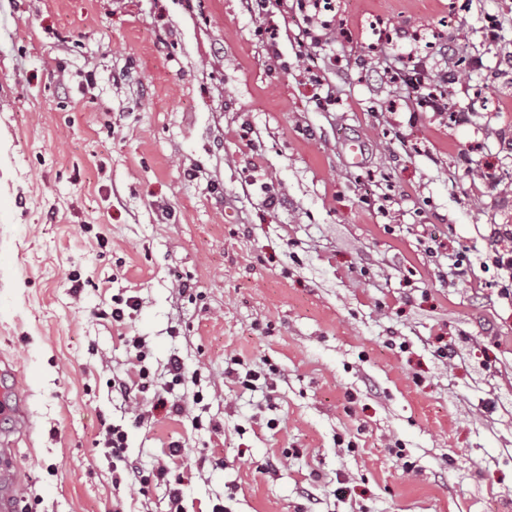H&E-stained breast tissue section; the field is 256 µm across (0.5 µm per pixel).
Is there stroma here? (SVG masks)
Instances as JSON below:
<instances>
[{
	"instance_id": "1",
	"label": "stroma",
	"mask_w": 512,
	"mask_h": 512,
	"mask_svg": "<svg viewBox=\"0 0 512 512\" xmlns=\"http://www.w3.org/2000/svg\"><path fill=\"white\" fill-rule=\"evenodd\" d=\"M331 17L316 48L295 0L260 17L0 0V391L30 421L0 414L17 512H170L176 486L183 512H512V294L487 258L491 225H512V0H336ZM419 66L452 72L469 124L417 106Z\"/></svg>"
}]
</instances>
